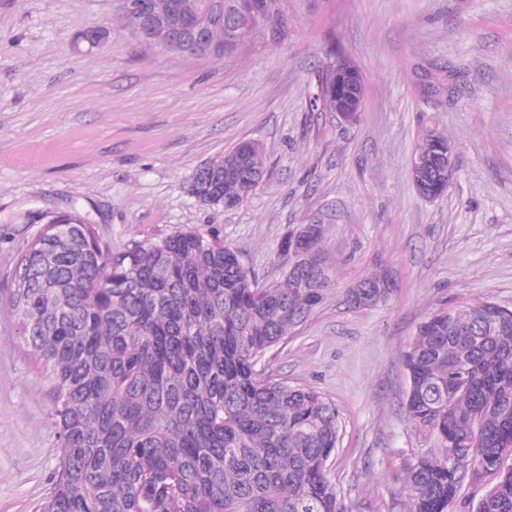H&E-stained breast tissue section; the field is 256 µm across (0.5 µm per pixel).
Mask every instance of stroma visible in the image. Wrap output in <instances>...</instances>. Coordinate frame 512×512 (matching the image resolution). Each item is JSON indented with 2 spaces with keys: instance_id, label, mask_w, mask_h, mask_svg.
Segmentation results:
<instances>
[{
  "instance_id": "obj_1",
  "label": "stroma",
  "mask_w": 512,
  "mask_h": 512,
  "mask_svg": "<svg viewBox=\"0 0 512 512\" xmlns=\"http://www.w3.org/2000/svg\"><path fill=\"white\" fill-rule=\"evenodd\" d=\"M280 33L221 61L141 44L116 0H0V512H40L59 456L51 386L5 305L50 213L79 209L112 252L180 228L219 235L266 283L299 224H320L329 296L271 354L278 381L332 401L346 512H408L405 472L435 447L404 406V357L442 306L512 308V0H281ZM110 31L100 47L79 39ZM364 80L357 121L312 108L333 65ZM444 132L456 172L434 201L410 169ZM266 155L234 209L190 179L239 142ZM386 270L389 299L345 290ZM378 273V271L372 272L360 280L353 287L346 289V299L351 305L356 308L370 307L378 304L381 301H385L389 297V295L393 292V288H382L383 296L381 300L374 299L376 292L380 288H366L370 285H375V279L378 276Z\"/></svg>"
}]
</instances>
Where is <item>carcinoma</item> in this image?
I'll return each mask as SVG.
<instances>
[{
    "label": "carcinoma",
    "mask_w": 512,
    "mask_h": 512,
    "mask_svg": "<svg viewBox=\"0 0 512 512\" xmlns=\"http://www.w3.org/2000/svg\"><path fill=\"white\" fill-rule=\"evenodd\" d=\"M199 18L221 61L286 24L280 0H161ZM109 37L92 25L90 48ZM312 105L336 111L328 85ZM448 138L430 131L415 154ZM266 169L256 141L201 165L189 191L237 206ZM17 256L10 306L52 385L60 443L41 512H344L329 462L336 406L277 381L266 357L326 300L323 228L301 224L293 269L258 285L217 235L180 229L110 254L79 212L54 216ZM373 272L346 289L379 303ZM404 405L437 446L406 472L409 512H449L464 484L493 477L468 512H512V309L441 308L405 355Z\"/></svg>",
    "instance_id": "obj_1"
}]
</instances>
